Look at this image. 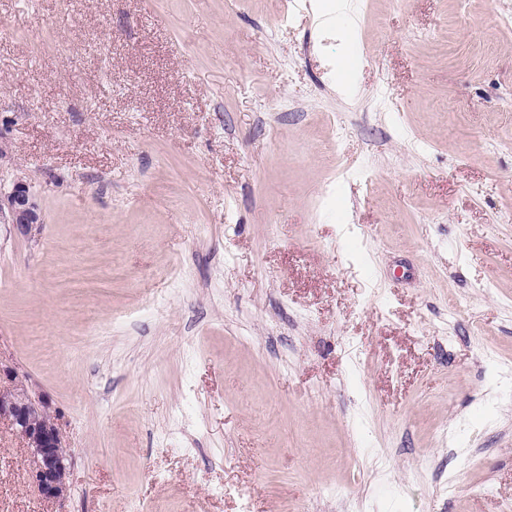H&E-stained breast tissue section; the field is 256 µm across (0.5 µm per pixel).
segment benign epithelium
<instances>
[{
  "label": "benign epithelium",
  "mask_w": 512,
  "mask_h": 512,
  "mask_svg": "<svg viewBox=\"0 0 512 512\" xmlns=\"http://www.w3.org/2000/svg\"><path fill=\"white\" fill-rule=\"evenodd\" d=\"M43 213L28 183L18 178L6 197H0V224H10L22 236L40 231ZM9 384H0V423L7 424L29 448L34 467L30 482L46 500L60 501L69 493L71 459L63 443L58 418L42 396L33 395L25 379L6 371Z\"/></svg>",
  "instance_id": "obj_1"
}]
</instances>
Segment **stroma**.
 <instances>
[{
	"instance_id": "35a3bbf8",
	"label": "stroma",
	"mask_w": 512,
	"mask_h": 512,
	"mask_svg": "<svg viewBox=\"0 0 512 512\" xmlns=\"http://www.w3.org/2000/svg\"><path fill=\"white\" fill-rule=\"evenodd\" d=\"M347 2L0 0V512L512 501V0ZM44 223L43 213L28 183L17 178L5 198L0 194V224H12L22 236L39 232ZM2 371L9 384L2 385ZM0 423H6L29 448L34 467L30 482L46 500L60 501L69 493L71 459L63 443L58 418L43 396H34L25 378L0 367Z\"/></svg>"
}]
</instances>
